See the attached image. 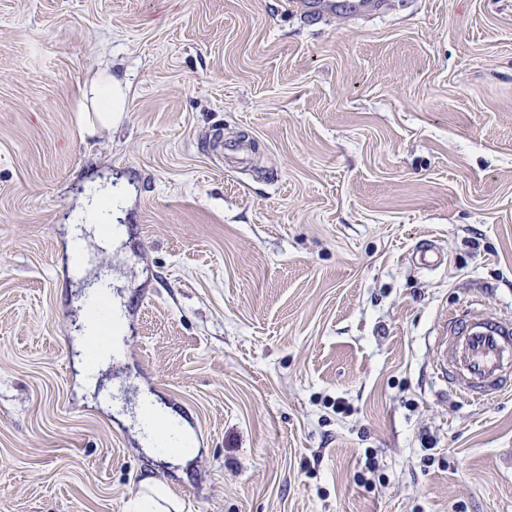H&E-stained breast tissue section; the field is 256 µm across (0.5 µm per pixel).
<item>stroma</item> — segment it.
Returning <instances> with one entry per match:
<instances>
[{
    "label": "stroma",
    "instance_id": "obj_1",
    "mask_svg": "<svg viewBox=\"0 0 512 512\" xmlns=\"http://www.w3.org/2000/svg\"><path fill=\"white\" fill-rule=\"evenodd\" d=\"M381 2L0 0V512H512V396L435 367L449 312L512 317V0ZM93 188L120 229L75 279ZM91 93L98 119L104 126H112V112H121V103L125 88L112 79V71L107 65L100 69L91 81L88 94ZM170 503L164 487L157 483L147 482L141 495L132 501L128 509L130 512H153L167 510L161 503Z\"/></svg>",
    "mask_w": 512,
    "mask_h": 512
}]
</instances>
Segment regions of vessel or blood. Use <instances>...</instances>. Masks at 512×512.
<instances>
[{"label":"vessel or blood","instance_id":"obj_1","mask_svg":"<svg viewBox=\"0 0 512 512\" xmlns=\"http://www.w3.org/2000/svg\"><path fill=\"white\" fill-rule=\"evenodd\" d=\"M436 368L451 388L472 400L512 393V319L471 306L449 315Z\"/></svg>","mask_w":512,"mask_h":512}]
</instances>
